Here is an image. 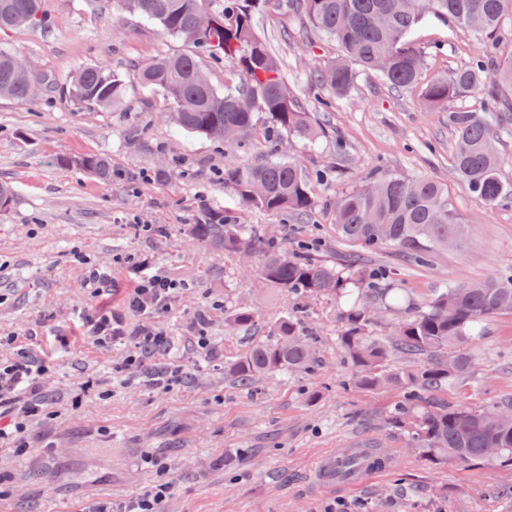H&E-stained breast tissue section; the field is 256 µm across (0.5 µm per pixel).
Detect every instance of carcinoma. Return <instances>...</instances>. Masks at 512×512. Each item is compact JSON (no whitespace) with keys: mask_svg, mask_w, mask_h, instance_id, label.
<instances>
[{"mask_svg":"<svg viewBox=\"0 0 512 512\" xmlns=\"http://www.w3.org/2000/svg\"><path fill=\"white\" fill-rule=\"evenodd\" d=\"M137 15L166 35L192 44L196 54L158 56L134 69L143 88L159 89L170 100L169 121L190 133L226 144L239 143L256 131V113L271 127L286 129L314 144L320 129L298 94L286 83L278 57L256 32L257 0H107L105 7ZM285 8L300 10L306 22L335 42L340 55L312 71L310 87L323 111L344 99L359 73L380 77L396 91L419 84L424 55L410 42L414 29L427 19L446 20L485 43L483 54L447 76L427 82L418 101L448 113L455 136L453 166L462 186L488 205L512 201V182L500 174L494 126L512 121V62L498 59L494 41L512 0H286ZM41 0H0V29L42 26ZM239 73V81L217 89L199 55ZM14 54L0 50V98L25 101L41 85L17 81ZM125 74L106 66L79 71L65 101L84 108H110L127 95ZM481 92L485 107L476 112L450 107L448 101ZM103 180L112 166L103 156L63 158ZM242 202L272 212L302 217L314 209L312 179L296 162L273 157L259 164H241L224 171ZM336 231L368 250L384 246L424 263L458 242L463 226L448 188L427 177L407 178L386 173L342 193L335 202ZM191 232L224 251L256 258L267 284L307 299L330 298L340 306L339 344L352 367L350 383L367 391L399 394L388 415L389 425L405 432L407 447L441 468L450 462L468 464L495 457L512 462V398L487 410L450 406L435 395L448 383L465 377L472 364V340L486 324L512 313V269L483 281L450 286L418 304L398 288H381L372 269L353 261L336 265L308 255L307 246L290 253L273 239L225 215ZM391 310H411L398 321L389 339L368 335V329ZM248 305L224 311L229 328L253 325ZM399 354L410 363L388 367ZM316 361V342L287 317L274 325L267 339L253 342L224 376L249 388L273 373L308 372ZM497 448L495 456L487 449Z\"/></svg>","mask_w":512,"mask_h":512,"instance_id":"cac0c4a2","label":"carcinoma"}]
</instances>
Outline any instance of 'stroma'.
I'll list each match as a JSON object with an SVG mask.
<instances>
[{"instance_id": "obj_1", "label": "stroma", "mask_w": 512, "mask_h": 512, "mask_svg": "<svg viewBox=\"0 0 512 512\" xmlns=\"http://www.w3.org/2000/svg\"><path fill=\"white\" fill-rule=\"evenodd\" d=\"M41 6L46 25L0 31V49L31 59L52 84L26 102L0 99V183L14 188L10 208L0 211V361L26 343L47 356L49 405L28 424V454L0 452V512H75L81 501L130 500L157 480L155 458L170 465L174 482L164 512H512V496L491 493L512 489V466L483 460L431 468L387 422L397 392L350 385L334 300L306 306L305 326L320 346L314 373L269 375L253 391L225 378V365L255 338L270 336L295 300L263 282L257 261L190 232L210 217L237 214L286 246L304 242L316 258L341 264L361 257L419 302L449 285L494 277L512 267V202L491 207L461 186L447 113L420 109L416 93L371 74L360 75L334 109L315 108L308 72L339 48L280 0H266L257 32L323 130L313 147L282 134L280 155L320 180L311 221L246 208L225 186L224 170L266 158L265 120L251 138L227 147L170 126L167 97L135 83L120 110H78L63 98L81 68L105 65L129 75L154 57L189 52L190 44L138 16L101 10L96 0ZM411 43L426 55L425 82L483 50L481 41L437 20L422 23ZM87 153L108 159L111 180L60 163ZM387 172L445 185L469 229L462 244L418 265L397 250L365 251L339 236L333 197ZM148 224L153 232H145ZM127 256L149 260L182 284L157 322L171 351L151 361L185 366L186 377L166 391L113 384L119 352L84 339L78 323L93 301L86 286L93 267L112 271L99 305L134 320ZM240 303L253 307L254 325L225 328V310ZM200 327L210 338L206 356L191 341ZM473 348L469 374L449 383L440 400L481 410L512 397V314L492 319ZM358 445L381 446L393 467L356 487L313 483L322 458Z\"/></svg>"}]
</instances>
